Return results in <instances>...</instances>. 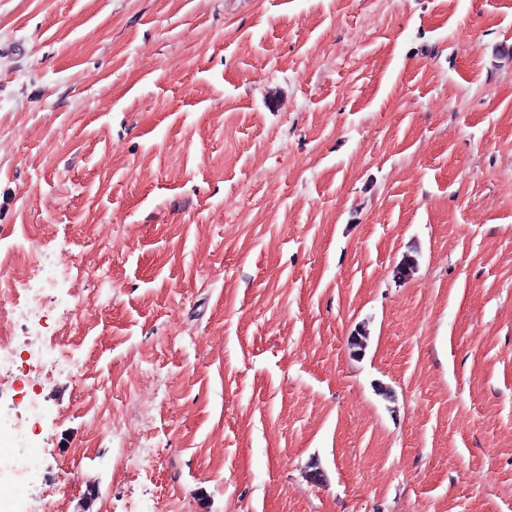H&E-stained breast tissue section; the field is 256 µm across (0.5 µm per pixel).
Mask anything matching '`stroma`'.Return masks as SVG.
Instances as JSON below:
<instances>
[{
  "label": "stroma",
  "mask_w": 512,
  "mask_h": 512,
  "mask_svg": "<svg viewBox=\"0 0 512 512\" xmlns=\"http://www.w3.org/2000/svg\"><path fill=\"white\" fill-rule=\"evenodd\" d=\"M36 252L83 312L5 329L81 380L0 502L512 512V0H0V281Z\"/></svg>",
  "instance_id": "stroma-1"
}]
</instances>
